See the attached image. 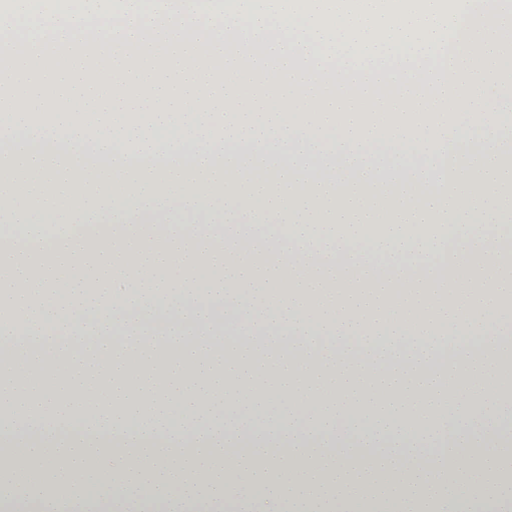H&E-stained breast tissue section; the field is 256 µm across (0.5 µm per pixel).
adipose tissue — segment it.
I'll return each instance as SVG.
<instances>
[{
	"instance_id": "adipose-tissue-1",
	"label": "adipose tissue",
	"mask_w": 512,
	"mask_h": 512,
	"mask_svg": "<svg viewBox=\"0 0 512 512\" xmlns=\"http://www.w3.org/2000/svg\"><path fill=\"white\" fill-rule=\"evenodd\" d=\"M120 2L0 0V168L12 173L0 229L45 262L35 277L0 250V507L106 498L170 512L228 485L263 512H476L512 499V251L500 246L512 227V0ZM360 18L381 49L348 37ZM92 21L101 38L68 56ZM132 47L170 66L202 53L226 75L197 105L198 77L159 83ZM239 48L256 63L242 75ZM103 50L142 89L136 103L89 78ZM370 57L381 112L324 80ZM449 59L456 84L409 128L403 99ZM237 94L252 112L226 108ZM75 98L93 121L71 112ZM153 153L166 166L144 170ZM260 164L267 179L241 184ZM202 212L185 241L184 218ZM120 228L140 262L180 271L178 285L117 286V262L73 271L75 251ZM490 253L500 275L483 292L382 276L393 263L463 278ZM294 254L307 261L291 271ZM429 293L435 308L416 304ZM245 331L275 351L270 391L248 389ZM136 336L155 337L149 361ZM91 350L111 360L112 384L90 401L72 385ZM21 352L39 369L17 399ZM376 360L386 377L368 375ZM171 440L184 443L174 466L161 460Z\"/></svg>"
}]
</instances>
